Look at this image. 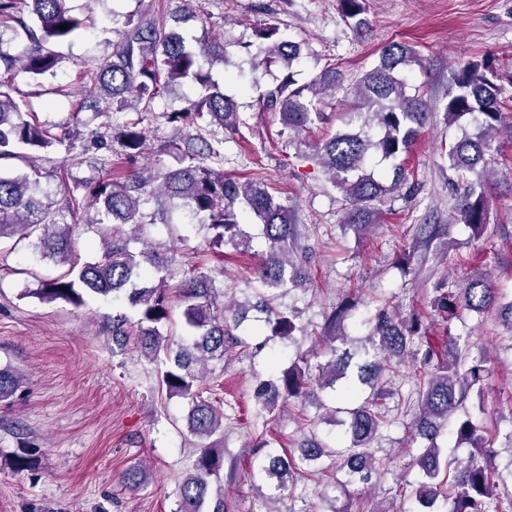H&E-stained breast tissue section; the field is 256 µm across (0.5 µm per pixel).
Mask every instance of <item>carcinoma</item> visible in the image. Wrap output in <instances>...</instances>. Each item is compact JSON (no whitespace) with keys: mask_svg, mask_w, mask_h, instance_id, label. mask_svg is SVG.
Listing matches in <instances>:
<instances>
[{"mask_svg":"<svg viewBox=\"0 0 512 512\" xmlns=\"http://www.w3.org/2000/svg\"><path fill=\"white\" fill-rule=\"evenodd\" d=\"M30 2L32 20L27 21L19 11L18 0H0V27L15 24L25 41L24 49L16 54L0 47L1 162L24 161L28 151L70 149L67 133L30 121L29 113L22 110L12 93L16 91L15 77L20 73L33 78L54 74L61 55L51 46L75 36L85 27V20L72 14L68 0ZM339 5L344 17L354 21V27L364 25L360 18L363 0H339ZM61 25L68 29H59ZM120 35L112 59L87 68L89 96L79 100L76 111L88 108L105 115L107 128L112 131V138L120 141L125 157L133 159L142 153L149 133L143 126L144 117L152 114L155 101L176 85L199 88L197 98L188 100L182 110L164 113L178 130H198L202 122L222 130H238V104L215 83L210 71L216 62L230 63L224 42H191L181 33L166 30L160 20L131 17L122 22ZM256 38L255 48L247 50L254 74L272 59L289 69L302 56V43L280 38L279 28L273 24H260ZM412 65H422V57L413 46L400 42L385 46L378 64L347 91L358 101L350 120L358 124V131H338L314 144V160L332 173L333 181L351 202L344 223L357 229L376 223L379 206L387 194L409 185V170L402 165L395 167L388 186L361 170L373 155L383 160L407 155L429 119L424 94L406 93L405 69ZM496 79L495 66L487 58L459 66L444 112V120L450 126L472 123L476 127L473 133L464 132L450 148L448 167L462 188L457 223L467 225L475 238L486 242L492 237L489 190H476L468 174L493 163L492 146L504 125L506 109ZM326 81L336 84V69L325 71L304 86H297L288 78L267 93L260 109L278 113L283 128L300 137L322 115L320 109L326 100L318 96L316 85ZM129 110L135 111L137 119H113ZM194 139L201 147L183 148L171 141L157 150L158 159L152 166L123 182L106 175L88 183L82 199L69 196L62 204L52 201L29 175L0 173V240H31L42 256L68 265L62 275L45 284L41 298L79 303L84 291L126 296L138 314L136 332L142 351L152 358L165 354L159 389L169 396L190 400L187 428L198 439V454L181 487L180 512H202L212 485L220 481L224 468V449L211 441L214 435L224 433V410L200 395L198 383L209 361L224 359L227 339L237 327V319L228 304L217 310L213 277L193 271L176 290L185 336L177 350H172L164 329L170 323L168 283L174 258L151 248L132 251L129 239L121 236L119 228H138L143 205L155 198L186 211L191 220L207 226L213 232V244L247 251L251 236L241 228L235 211V205L242 204L256 218L267 245L255 268L257 279L271 290L290 282L301 284L299 279L286 278L287 267L295 265L296 224L292 208L281 203L261 179L239 182L225 177L224 170L210 163L220 157L219 151L204 138L187 134L186 141ZM167 156L174 162L166 161ZM355 172L356 179H349L348 175ZM90 207L98 218H84ZM109 219L113 223L112 239L103 243L100 255L84 263L74 260L75 228L87 223L103 224ZM434 292L431 308L446 323L461 310L483 315L500 307L499 289L484 276L468 278L462 288L442 280ZM352 307L353 303L345 299L328 314L320 332L322 352H300L276 377L256 383L254 395L262 408L271 413L281 399H310L316 397L318 390L334 388L343 369L357 354L365 358L373 352L384 354L387 370L399 377L407 346L417 342L422 356L411 374L416 405L405 400V407L414 410L416 435L428 442L415 458L424 478L416 491L417 503L426 507L443 495L448 500V512H512V496L504 499L499 493L498 452L489 430L476 423L464 406L469 394H484L491 375L486 356L471 355L472 337H448V349L440 355L428 334L430 326L424 325L420 316H402L383 306L371 319L365 343L351 350L347 348L351 340L336 335V326ZM268 325L271 336L290 343L296 341L299 327L295 318L271 309ZM338 341L345 349L336 347ZM322 356L328 360L316 361ZM359 381L370 383L371 393L359 404L358 388H345L344 398L349 402L345 408L346 442L333 448L313 437L306 439L301 444L300 458L269 453L257 462L258 473L275 482V488L281 491L303 473L302 464L324 462L326 467L343 470L350 478L363 482L379 470L371 448L385 425L382 406L393 391L381 380L375 362L359 366ZM20 383L18 374L1 368L0 400L11 397ZM446 430L458 444H465L472 451L465 462L444 472L436 438Z\"/></svg>","mask_w":512,"mask_h":512,"instance_id":"1","label":"carcinoma"}]
</instances>
